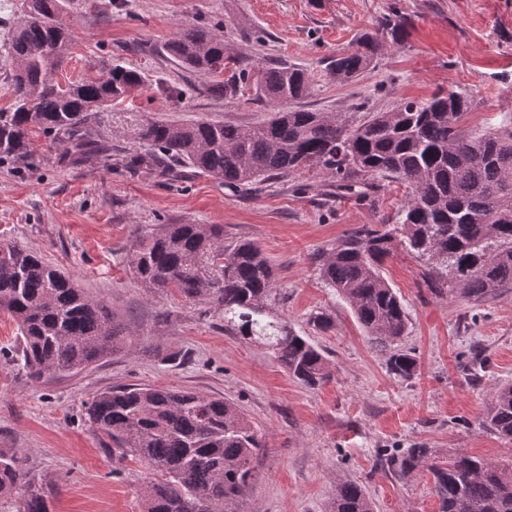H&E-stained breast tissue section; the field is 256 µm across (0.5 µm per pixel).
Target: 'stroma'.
Returning <instances> with one entry per match:
<instances>
[{
    "instance_id": "obj_1",
    "label": "stroma",
    "mask_w": 512,
    "mask_h": 512,
    "mask_svg": "<svg viewBox=\"0 0 512 512\" xmlns=\"http://www.w3.org/2000/svg\"><path fill=\"white\" fill-rule=\"evenodd\" d=\"M399 11L409 36L349 84L329 79V58ZM73 41L55 73L65 82L111 64L139 70L142 89L101 107L93 127L111 150L71 164L62 137L36 134L25 162H0V246L37 252L74 276L92 298L133 331L130 350L73 374L34 382L0 357V449L22 455L31 474L59 477L55 512H142L149 471L94 431L85 405L106 389L143 384L196 391L234 402L263 433L258 479L240 512H329L337 484L360 483L374 512H439L428 466L405 476L381 470L378 449L429 448L434 460L467 453L512 462V442L484 420L498 385L512 383V288L474 300L458 289L432 291L433 262L405 251L382 274L401 298V341L416 375H392L349 305L319 279L311 256L369 224H395L407 190L376 178L369 201L326 195L313 174L225 187L179 169L161 176L129 168L144 151L151 120L208 119L251 127L270 107L249 97L200 94L205 77L165 50L178 28L222 34L242 55L300 65L311 75L302 108L356 114L391 109L401 98L439 91L472 98L460 126L478 137L512 121V0H65ZM160 224H219L224 242L256 241L276 276L275 313L321 350L330 376L305 386L266 347L225 331L202 299L148 294L126 254L138 233ZM332 318L316 328L318 313ZM188 355L172 364L173 351ZM481 352L474 370L469 355Z\"/></svg>"
}]
</instances>
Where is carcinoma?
Returning a JSON list of instances; mask_svg holds the SVG:
<instances>
[{"label":"carcinoma","mask_w":512,"mask_h":512,"mask_svg":"<svg viewBox=\"0 0 512 512\" xmlns=\"http://www.w3.org/2000/svg\"><path fill=\"white\" fill-rule=\"evenodd\" d=\"M20 9L22 18L4 43L16 63V98L12 111H0V159L32 158L33 135L41 132L64 137L80 160L99 148L91 128L95 109L127 98L144 77L116 64L63 88L53 78L72 41L61 20L63 0H22ZM407 34L404 16L383 18L356 48L330 60V79L354 81ZM166 53L184 69L214 77L202 92L233 98L249 88L274 104L273 115L250 128L205 119L150 121L141 130L147 152L134 157L137 166L163 174L183 166L240 189L307 171L360 201L369 198L376 176L408 188L394 227L363 226L311 257L372 344L389 351L392 374L408 380L417 371L415 356L398 349L407 330L404 304L382 275L383 260L396 247L435 260L425 275L431 288L449 286L474 298L512 288V126L466 136L460 119L471 105L467 95L402 99L395 111L368 112L354 123L291 107L308 92L307 70L294 64L252 68L207 28L177 31ZM229 68L227 80L217 79ZM223 234L217 225L164 224L136 236L128 266L151 295L176 291L207 300L224 316L226 330L268 346L300 383L319 385L327 378L322 352L268 311L275 288L269 259L250 239L219 248ZM0 310L19 328V364L38 381L81 371L125 348L130 335L73 277L16 246L0 247ZM86 415L122 454L158 475L141 487L143 512H237L255 486L262 435L222 398L130 384L96 394ZM485 423L512 441V383L497 387ZM429 455L414 447L381 453L379 460L400 475L429 463L440 512H512V465L468 454L439 463ZM58 485L54 476L33 477L17 453L0 450V512H53ZM332 512L373 509L361 485L344 480Z\"/></svg>","instance_id":"1"}]
</instances>
